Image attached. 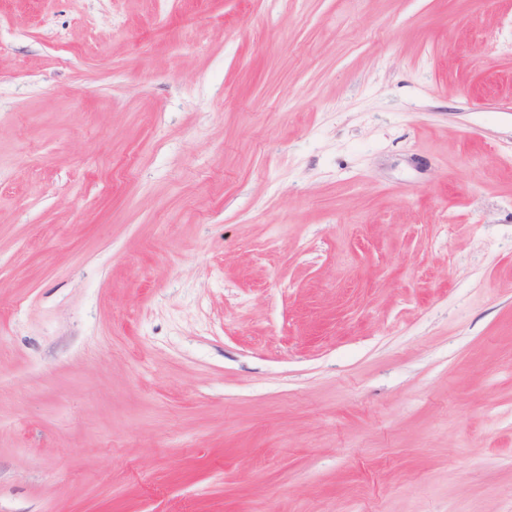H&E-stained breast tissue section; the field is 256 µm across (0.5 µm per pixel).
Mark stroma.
Listing matches in <instances>:
<instances>
[{
  "label": "stroma",
  "instance_id": "35a3bbf8",
  "mask_svg": "<svg viewBox=\"0 0 512 512\" xmlns=\"http://www.w3.org/2000/svg\"><path fill=\"white\" fill-rule=\"evenodd\" d=\"M0 512H512V0H0Z\"/></svg>",
  "mask_w": 512,
  "mask_h": 512
}]
</instances>
